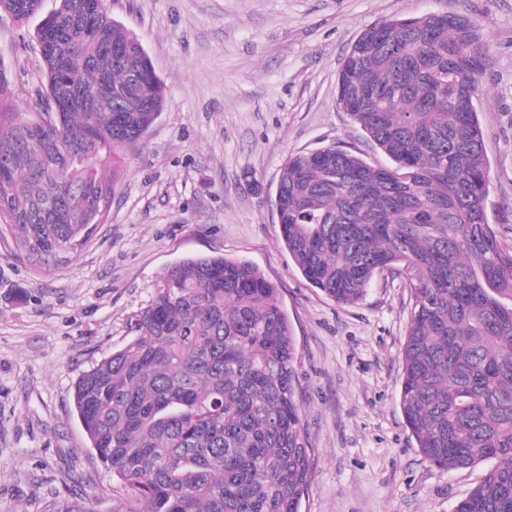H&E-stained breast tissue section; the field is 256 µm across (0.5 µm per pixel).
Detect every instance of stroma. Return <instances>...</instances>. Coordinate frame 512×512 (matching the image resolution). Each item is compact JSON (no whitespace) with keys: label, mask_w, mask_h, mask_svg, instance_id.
I'll return each mask as SVG.
<instances>
[{"label":"stroma","mask_w":512,"mask_h":512,"mask_svg":"<svg viewBox=\"0 0 512 512\" xmlns=\"http://www.w3.org/2000/svg\"><path fill=\"white\" fill-rule=\"evenodd\" d=\"M135 32L166 107L125 156L105 223L62 267L35 268L0 242V512H54L76 498L112 512L117 483L73 402L92 365L130 342L165 268L222 255L276 285L298 360L312 450L301 512H454L489 464L446 471L417 448L399 404L410 320L406 276L375 274L339 305L280 242L275 194L292 154L334 147L388 165L336 104L351 45L372 26L459 13L481 26L476 109L489 162L488 220L512 242V0H106ZM34 24L0 16L13 111L44 80Z\"/></svg>","instance_id":"35a3bbf8"}]
</instances>
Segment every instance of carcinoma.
I'll use <instances>...</instances> for the list:
<instances>
[{"label": "carcinoma", "mask_w": 512, "mask_h": 512, "mask_svg": "<svg viewBox=\"0 0 512 512\" xmlns=\"http://www.w3.org/2000/svg\"><path fill=\"white\" fill-rule=\"evenodd\" d=\"M36 28L45 90L11 112L0 64V240L61 265L114 194L124 151L165 108L135 33L105 0H56ZM42 0H0L23 24ZM478 22L433 13L379 23L344 56L336 104L390 160L336 148L288 157L280 236L338 304L373 276L411 275L400 407L445 469L492 460L454 512H512V246L488 222L475 102ZM137 336L74 386L81 426L121 490L113 512H301L310 448L278 290L246 261L188 257L162 274Z\"/></svg>", "instance_id": "obj_1"}]
</instances>
